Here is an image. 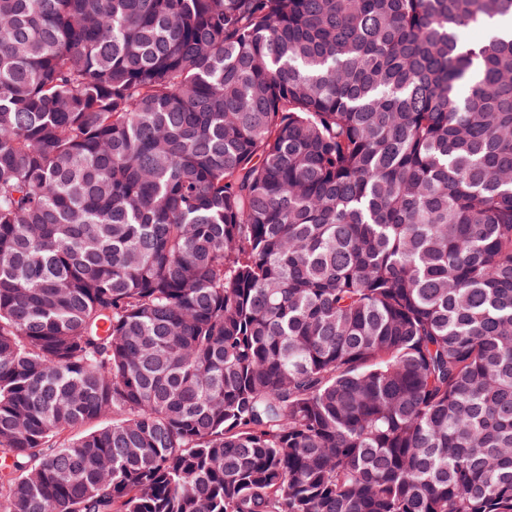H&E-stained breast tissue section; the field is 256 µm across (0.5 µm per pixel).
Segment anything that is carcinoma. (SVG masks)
Instances as JSON below:
<instances>
[{
  "instance_id": "1",
  "label": "carcinoma",
  "mask_w": 512,
  "mask_h": 512,
  "mask_svg": "<svg viewBox=\"0 0 512 512\" xmlns=\"http://www.w3.org/2000/svg\"><path fill=\"white\" fill-rule=\"evenodd\" d=\"M512 0H0V512H512Z\"/></svg>"
}]
</instances>
